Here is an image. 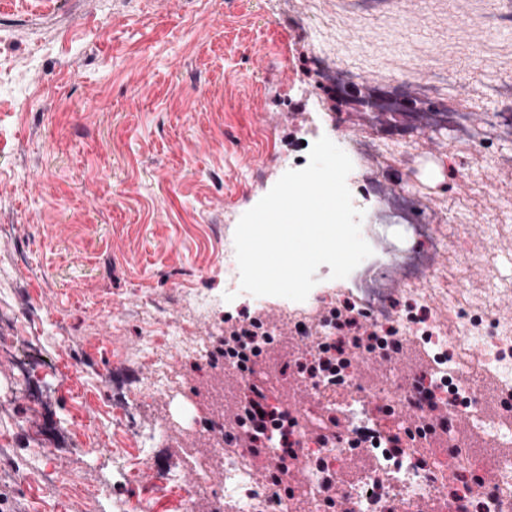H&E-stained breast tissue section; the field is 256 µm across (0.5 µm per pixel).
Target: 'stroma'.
<instances>
[{"mask_svg":"<svg viewBox=\"0 0 512 512\" xmlns=\"http://www.w3.org/2000/svg\"><path fill=\"white\" fill-rule=\"evenodd\" d=\"M289 0H0V312L26 294L43 318L19 317L17 335L42 347L36 385L60 395L45 414L14 390L0 361V512H213L191 490L213 482L196 413L232 426L237 390L177 352L170 393L152 391L151 337L194 342L224 331L222 310L201 314L172 299L179 288L224 287V236L277 180L282 156L300 154L314 120L334 118L333 142L375 129L364 106L319 97L310 44L340 55L371 89L400 58L411 73L450 69L445 97L472 110L489 153L451 144V129L402 127L406 165L368 168L393 199L414 183L449 235L492 232L483 265L450 257L449 299L467 307L489 278L512 282V137L498 128L485 86L512 78V20L488 23L499 0H405L400 15L364 0L360 34L336 24L347 0H301L305 34L288 27ZM467 177H459V168ZM290 340L260 360L276 376L277 404L296 391ZM83 357L74 368L69 358ZM140 391L141 428H163L149 454L133 447L108 406L111 370ZM49 433L44 447L26 429ZM180 485L160 489L166 471Z\"/></svg>","mask_w":512,"mask_h":512,"instance_id":"35a3bbf8","label":"stroma"}]
</instances>
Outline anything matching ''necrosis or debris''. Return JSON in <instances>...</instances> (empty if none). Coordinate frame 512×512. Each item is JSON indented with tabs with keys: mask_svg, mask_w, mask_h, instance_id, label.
<instances>
[{
	"mask_svg": "<svg viewBox=\"0 0 512 512\" xmlns=\"http://www.w3.org/2000/svg\"><path fill=\"white\" fill-rule=\"evenodd\" d=\"M312 60L321 67L320 91L340 98L355 85L357 74L343 60L318 52ZM450 77L448 69H433L413 81L400 69H390L378 79L386 91L375 101L384 110L413 114L420 127H452L461 141L483 151L487 140L472 124L469 108L439 96L440 86ZM408 85L414 86L415 97L405 94ZM343 149L353 163L346 180L352 202L358 210H366L372 197L361 186V171L367 163L392 154L394 146L379 135L356 133L346 139ZM383 228L392 234L393 251L388 258L370 257L361 263L362 276L355 290L336 292L319 283L305 301H279L296 346L290 358L299 366L297 380L309 388L311 397L306 412L281 407L269 421L264 445L255 454L260 460L284 456L292 464L304 460L307 482L303 490H287L280 480L255 481L243 453L225 452L224 425L219 418L202 415L196 417L195 425L208 437L217 463L224 468L223 483L212 487L207 480L199 482L200 487L208 488L214 512H330L327 479L341 473L345 463L358 455L369 463L343 481L347 512H421L425 506L433 512H512V455L507 452L512 431L481 413L480 392L474 383L476 374L496 370L502 398L512 397V323L492 317L484 292L467 308L449 304L442 286L441 261L457 250L458 244L440 225L421 216L413 190L403 191L400 207L385 225L366 224L362 231L368 235ZM389 263L403 269L398 283L383 275ZM238 301L258 317L270 303L269 297L241 290L235 249L228 246L224 249V302ZM348 303L356 307L355 320L368 327L363 338H356L337 316ZM450 320L457 322L459 333L448 331ZM404 343L425 352L429 373H393V349ZM468 343L482 346L485 355L464 368L457 353ZM321 344L334 347L339 362L333 370L309 373L311 356ZM174 349L208 368L224 366V347L217 336L191 344L183 343L176 334L158 336L151 340L149 357L158 362ZM359 356L377 360L387 369L382 388L359 384L352 368ZM109 404L120 422L130 427L142 452H150L165 439L162 430L139 429L140 398L121 389L111 395ZM408 411L437 433L447 430L454 415L472 417L504 451L483 462L459 455L456 487L448 489L442 481L444 453L426 454L410 447L402 421ZM309 415L337 417L339 430L328 437L326 446L308 448L304 420Z\"/></svg>",
	"mask_w": 512,
	"mask_h": 512,
	"instance_id": "obj_1",
	"label": "necrosis or debris"
}]
</instances>
